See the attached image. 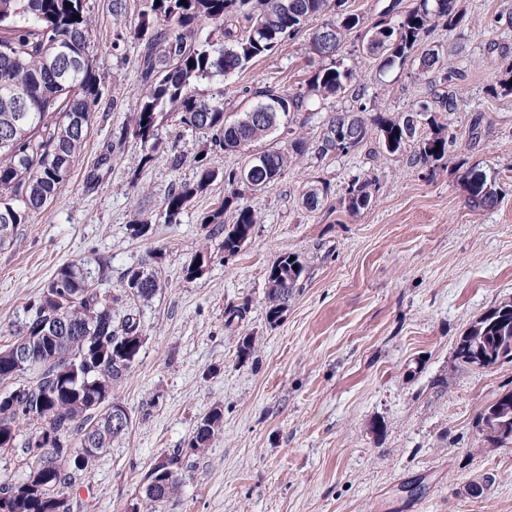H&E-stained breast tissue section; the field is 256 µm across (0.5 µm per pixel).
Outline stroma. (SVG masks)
I'll return each mask as SVG.
<instances>
[{"mask_svg":"<svg viewBox=\"0 0 512 512\" xmlns=\"http://www.w3.org/2000/svg\"><path fill=\"white\" fill-rule=\"evenodd\" d=\"M146 0H86L101 96L86 142L58 195L0 249V346L10 344L25 305L65 263L109 257L103 291L117 315L139 319L144 345L115 393L132 425L67 490L70 512H512V447L495 448L477 426L480 412L512 390V362L485 371L456 358V344L492 306L512 300V0H456L459 23L438 26L419 57L379 70L358 36L342 49L362 89L311 97L275 137L308 150L244 202L259 216L241 251L225 258L221 237L202 219L223 208L228 187L216 179L178 223H156L143 238L129 229L159 213L168 194L193 182L195 156L221 171L245 156L213 149L176 121L139 166L130 123L143 84L142 46L131 36ZM307 30L252 60L228 80H203L201 96H224L233 118L256 89L306 86L319 61ZM456 101L448 123L456 145L432 168L410 152L371 142L347 155L315 153L328 120L366 107L401 116L434 93ZM115 144L109 168L96 163ZM186 158L172 169L171 154ZM486 173L501 193L492 209L468 201L463 175ZM101 180L89 187L87 176ZM376 180L372 207L351 215L342 203L349 179ZM326 184L318 210L301 189ZM211 260L199 278L184 269L201 250ZM283 253L305 262L302 287L282 321L269 325L267 271ZM150 261L161 288L150 301L128 295L122 274ZM250 299L241 320L227 307ZM254 351L239 360L243 337ZM224 426L209 448L186 457L179 491L161 506L143 492L148 471L186 447L214 407ZM421 483L419 494L405 488Z\"/></svg>","mask_w":512,"mask_h":512,"instance_id":"stroma-1","label":"stroma"}]
</instances>
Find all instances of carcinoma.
<instances>
[{
    "label": "carcinoma",
    "instance_id": "obj_1",
    "mask_svg": "<svg viewBox=\"0 0 512 512\" xmlns=\"http://www.w3.org/2000/svg\"><path fill=\"white\" fill-rule=\"evenodd\" d=\"M347 0H150L135 37L141 40V79L146 87L134 121L140 142V165L154 158L162 145L160 128L167 116L179 115L181 124L210 137L212 145L241 152L253 143L268 141L261 167L247 159L240 168L224 174L229 193L224 204L203 219L214 234L224 236V257L235 256L241 241L257 224L255 211L240 203L245 192H257L279 178L289 152L270 137L290 116L299 112L310 96L336 97L349 91L358 75L342 60L325 58L313 71L307 91L264 87L253 92V102L224 118V97L209 99L196 92V83L214 77L228 78L250 61L276 49L296 35L316 16H334L336 47L361 27L366 29L364 50L379 61L380 69L403 65L419 48L439 20L457 24L455 0H416L394 25L382 19L364 24L360 15L343 9ZM220 31L222 42L194 38L201 22ZM91 21L85 0H0V248L13 241L18 225L26 223L60 192L68 180L92 121V107L100 96L95 56L91 50ZM21 97L28 108L19 120L7 94ZM389 154L402 152L417 142L414 163L434 167L457 142V133L437 120L422 103L404 115L376 114L371 122L360 116L338 114L324 130L318 152L347 155L371 138ZM199 177L183 184L166 198L160 217L177 223L187 204L219 171L198 160ZM463 180L468 201L493 208L500 202L495 183L482 177ZM328 188L309 186L303 192L305 207L316 210ZM374 203L373 180L356 177L348 184L343 204L354 215ZM234 207L235 221L224 223V210ZM112 273L111 261L99 257L95 264L66 263L56 269L40 295L27 303L24 318L14 332L34 354L42 368L32 386H17L0 394V450L21 451L28 468L21 483L0 480V512H70L63 489L73 475L87 469L97 455L128 428L114 429L108 414L112 388L127 376L132 365L119 366L112 352L129 344L128 336H141L139 321L131 315L112 316V299L100 288ZM305 265L299 256H277L268 270L265 298L267 321L283 317L288 300L300 287ZM139 278L133 296L151 299L160 288L147 264L127 268L123 280ZM456 356L478 370L512 362V301L502 302L475 320L459 338ZM512 417V390L500 394L479 414L484 441L503 448L512 445V426L497 422ZM223 409L216 407L197 424L184 450L154 464L144 489L152 503L168 501L177 489L183 458L209 447L221 431ZM33 430L20 434L19 426ZM54 432L51 445L40 437ZM81 436L88 457L67 468L42 470L37 453L49 447L61 452L71 436Z\"/></svg>",
    "mask_w": 512,
    "mask_h": 512
}]
</instances>
